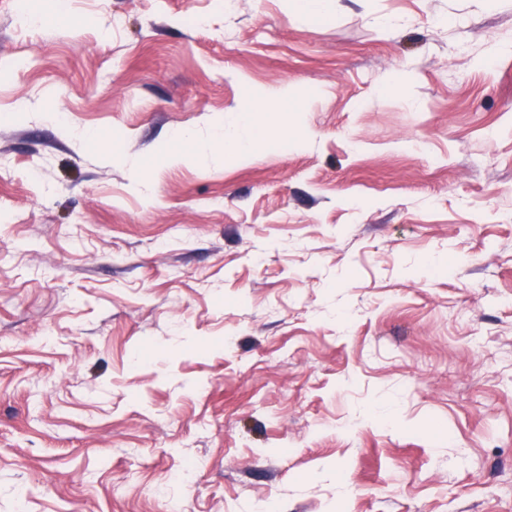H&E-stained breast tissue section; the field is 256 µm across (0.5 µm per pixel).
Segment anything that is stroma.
I'll return each mask as SVG.
<instances>
[{"instance_id": "35a3bbf8", "label": "stroma", "mask_w": 512, "mask_h": 512, "mask_svg": "<svg viewBox=\"0 0 512 512\" xmlns=\"http://www.w3.org/2000/svg\"><path fill=\"white\" fill-rule=\"evenodd\" d=\"M33 9L0 0V512H512V0ZM277 112L280 111V104L277 97L272 96L266 100L260 99L256 102L245 104L238 112L237 122L243 127L249 128L251 133L246 138H239L224 132L223 127L215 133V141L221 145L225 156L244 157L247 156L255 147L257 142V133L252 126L249 117L250 112Z\"/></svg>"}]
</instances>
